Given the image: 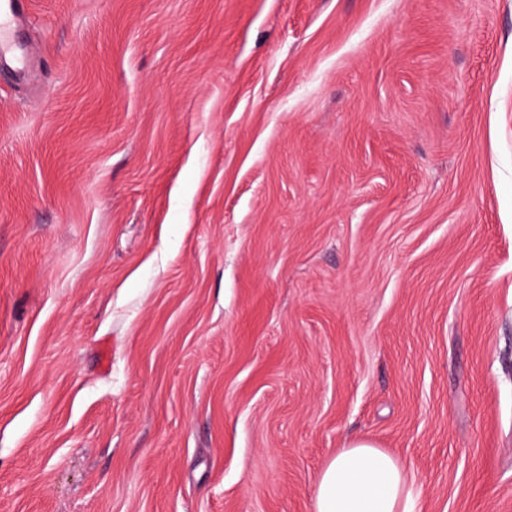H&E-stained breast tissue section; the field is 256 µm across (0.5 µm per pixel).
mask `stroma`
Masks as SVG:
<instances>
[{
  "label": "stroma",
  "instance_id": "35a3bbf8",
  "mask_svg": "<svg viewBox=\"0 0 512 512\" xmlns=\"http://www.w3.org/2000/svg\"><path fill=\"white\" fill-rule=\"evenodd\" d=\"M0 59V512H315L354 439L512 512V0H30Z\"/></svg>",
  "mask_w": 512,
  "mask_h": 512
}]
</instances>
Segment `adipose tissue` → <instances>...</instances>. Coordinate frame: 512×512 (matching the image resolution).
I'll return each instance as SVG.
<instances>
[{
	"label": "adipose tissue",
	"mask_w": 512,
	"mask_h": 512,
	"mask_svg": "<svg viewBox=\"0 0 512 512\" xmlns=\"http://www.w3.org/2000/svg\"><path fill=\"white\" fill-rule=\"evenodd\" d=\"M316 512H412L404 465L369 441L350 443L320 474Z\"/></svg>",
	"instance_id": "obj_1"
}]
</instances>
